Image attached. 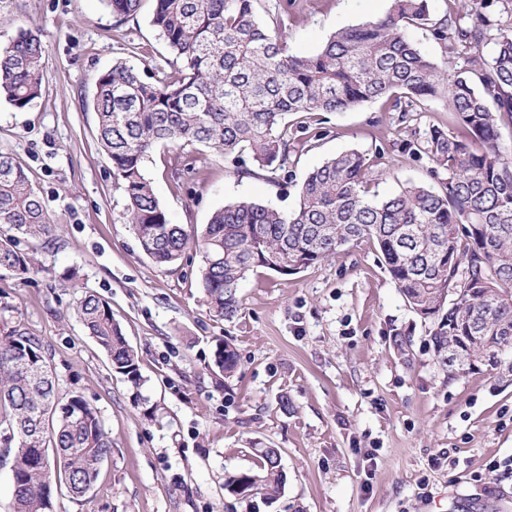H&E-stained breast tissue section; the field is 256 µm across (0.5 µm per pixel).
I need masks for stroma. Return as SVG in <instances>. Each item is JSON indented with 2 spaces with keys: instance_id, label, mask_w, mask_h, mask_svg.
<instances>
[{
  "instance_id": "obj_1",
  "label": "stroma",
  "mask_w": 512,
  "mask_h": 512,
  "mask_svg": "<svg viewBox=\"0 0 512 512\" xmlns=\"http://www.w3.org/2000/svg\"><path fill=\"white\" fill-rule=\"evenodd\" d=\"M390 0H259L271 21L286 6L288 48L307 55L332 32L383 14ZM154 0L118 23L104 0H0V46L19 27L40 30L41 95L25 108L0 99V152L27 171L59 238L36 251L42 271H0V320L41 339L60 396L99 412L112 452L82 501L56 496L54 512H512V478L483 479L512 458V352L496 369L448 378L428 326L408 306L368 242L294 275L262 268L240 285L232 319L211 317L197 286L200 259L159 269L140 250L90 101L97 77L120 59L150 69L168 50L150 23ZM454 116L441 101L413 122L368 102L330 114L318 146L294 156L287 179L243 175L200 145L159 149L145 162L173 223L206 224L240 198L284 211L297 185L328 157L364 152L379 196L400 183L439 188L427 160L403 152L414 130ZM108 301L140 358V385L113 373L75 314L76 288ZM239 357L234 377L213 363L217 344ZM288 409H281V399ZM281 451L287 483L270 505L224 490L252 466L249 442Z\"/></svg>"
}]
</instances>
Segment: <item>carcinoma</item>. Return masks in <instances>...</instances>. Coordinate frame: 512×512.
Masks as SVG:
<instances>
[{"label":"carcinoma","instance_id":"cac0c4a2","mask_svg":"<svg viewBox=\"0 0 512 512\" xmlns=\"http://www.w3.org/2000/svg\"><path fill=\"white\" fill-rule=\"evenodd\" d=\"M119 21L136 17L142 0H105ZM257 0H155L152 26L172 58L151 75L116 61L95 83L97 143L112 164L127 223L142 252L161 268L199 253L198 286L210 316L234 317L238 288L254 268L293 275L367 241L409 307L429 324L439 357L456 336L485 358L512 350V149L500 129L512 126V26L491 19L489 0H391L366 23L340 29L315 53L288 50L284 17L269 29ZM429 29L448 57L438 63L411 41ZM493 44L484 56L481 47ZM45 50L38 32L19 28L0 48V98L18 108L41 95ZM478 81H473V78ZM441 100L455 128L431 125L404 145L426 158L441 188L407 182L380 198L366 154L352 149L326 159L298 185L292 212L240 199L212 213L202 229L170 222L145 175L159 148L199 144L224 155L244 175L276 182L291 157L317 147L327 115L381 101L407 119ZM251 167H246V163ZM0 270L17 276L41 267L19 237L49 244L63 225L45 210L24 167L0 153ZM459 294L448 306V291ZM75 313L110 358L113 372L137 385V352L110 304L85 292ZM214 365L234 376L236 352L218 344ZM38 448L53 450L40 465ZM112 437L79 394L62 399L39 338L21 323L0 326V457L10 461L13 512H54L65 487L79 501L108 458ZM255 462L224 480V491L269 504L286 474L277 448L250 443Z\"/></svg>","mask_w":512,"mask_h":512}]
</instances>
